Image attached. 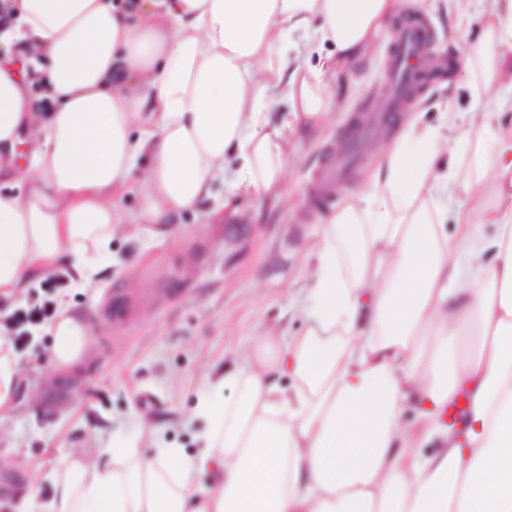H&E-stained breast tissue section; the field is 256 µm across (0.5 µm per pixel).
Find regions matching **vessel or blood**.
<instances>
[{"instance_id": "obj_1", "label": "vessel or blood", "mask_w": 512, "mask_h": 512, "mask_svg": "<svg viewBox=\"0 0 512 512\" xmlns=\"http://www.w3.org/2000/svg\"><path fill=\"white\" fill-rule=\"evenodd\" d=\"M431 39V25L422 16H412L396 27L385 61L386 105L380 114L354 119L341 142L324 151L309 187L310 202L314 207L322 209L333 202L337 184L344 181L360 162L363 141L375 134L378 125L391 121L398 112L404 111L421 93L427 82V67L416 51Z\"/></svg>"}]
</instances>
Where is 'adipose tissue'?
Here are the masks:
<instances>
[{"label":"adipose tissue","mask_w":512,"mask_h":512,"mask_svg":"<svg viewBox=\"0 0 512 512\" xmlns=\"http://www.w3.org/2000/svg\"><path fill=\"white\" fill-rule=\"evenodd\" d=\"M450 2L460 31L480 25L475 53L499 94L469 112L447 100L435 128L407 122L368 193L325 217L302 333L257 337L208 380L211 428L193 454L74 451L52 499L23 496L16 512H512V0ZM398 7L0 0V298L65 265L94 287L127 192L136 230L156 239L216 180L228 202L280 196L289 145L328 115L330 78ZM281 91L290 107L275 120ZM472 134L493 151L473 153L450 214L440 159ZM48 331L55 368L78 364L88 336L68 304Z\"/></svg>","instance_id":"ef3b65f1"}]
</instances>
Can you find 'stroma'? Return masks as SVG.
I'll list each match as a JSON object with an SVG mask.
<instances>
[{
  "label": "stroma",
  "instance_id": "stroma-1",
  "mask_svg": "<svg viewBox=\"0 0 512 512\" xmlns=\"http://www.w3.org/2000/svg\"><path fill=\"white\" fill-rule=\"evenodd\" d=\"M400 13L427 17L435 29L429 57L454 61L450 76L431 77L410 114L435 127L438 104L448 96L463 111L494 98L495 85L464 63L480 39L479 27L460 34L443 0H401ZM392 37V29H385L332 81L327 120L291 151L282 196L245 199L228 212L222 208L224 187L216 185L213 199L172 217L167 239L130 230L113 238L112 259L104 263L97 288L58 289L57 298L82 317L90 345L82 362L66 372L55 370L53 338L42 330H34L18 352L14 408L0 421V512H13L30 489L38 499L51 497L48 475L75 448H197L207 426L197 410L205 377L235 370L252 338L263 332L290 336L302 330L298 303L324 217L308 202L311 175L352 113L382 106ZM117 290L137 305L124 324L109 315ZM138 416L154 427L152 438L139 432Z\"/></svg>",
  "mask_w": 512,
  "mask_h": 512
}]
</instances>
